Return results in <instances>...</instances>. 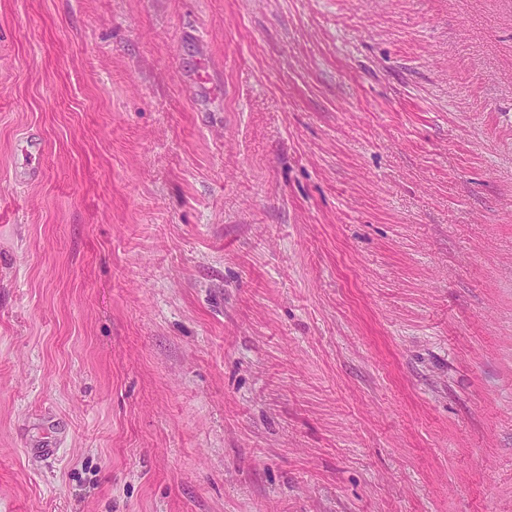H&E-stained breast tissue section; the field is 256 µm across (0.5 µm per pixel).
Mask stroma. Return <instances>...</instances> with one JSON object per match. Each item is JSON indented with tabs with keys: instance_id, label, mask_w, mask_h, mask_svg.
Wrapping results in <instances>:
<instances>
[{
	"instance_id": "35a3bbf8",
	"label": "stroma",
	"mask_w": 512,
	"mask_h": 512,
	"mask_svg": "<svg viewBox=\"0 0 512 512\" xmlns=\"http://www.w3.org/2000/svg\"><path fill=\"white\" fill-rule=\"evenodd\" d=\"M0 512H512V0H0Z\"/></svg>"
}]
</instances>
